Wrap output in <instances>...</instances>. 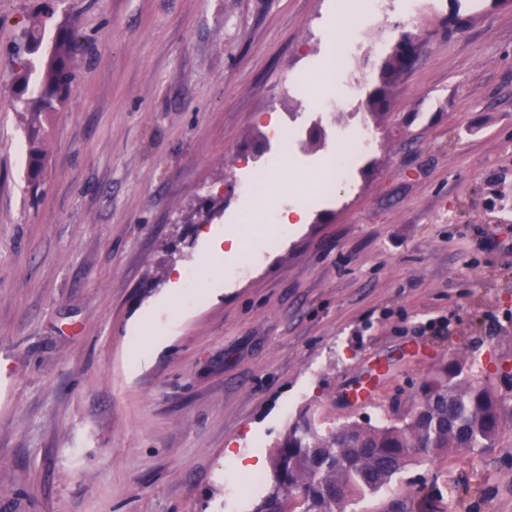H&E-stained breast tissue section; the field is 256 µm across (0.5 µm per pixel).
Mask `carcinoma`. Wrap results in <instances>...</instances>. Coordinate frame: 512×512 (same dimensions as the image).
Wrapping results in <instances>:
<instances>
[{
    "label": "carcinoma",
    "mask_w": 512,
    "mask_h": 512,
    "mask_svg": "<svg viewBox=\"0 0 512 512\" xmlns=\"http://www.w3.org/2000/svg\"><path fill=\"white\" fill-rule=\"evenodd\" d=\"M77 40V31L64 20L48 41L45 28L24 29L15 48V108L26 122L27 182L35 191L47 170L41 117L66 101ZM414 57L413 39L402 36L382 63L372 107L385 106L392 80ZM505 432L492 385L475 378L465 359L443 358L421 384L412 408L382 424L348 420L324 431L310 409L299 413L276 447L270 474L259 480L263 495L253 512H351L359 501L391 488L408 466L444 459L461 448H490Z\"/></svg>",
    "instance_id": "obj_1"
}]
</instances>
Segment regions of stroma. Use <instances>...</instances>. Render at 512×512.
Segmentation results:
<instances>
[{
    "label": "stroma",
    "mask_w": 512,
    "mask_h": 512,
    "mask_svg": "<svg viewBox=\"0 0 512 512\" xmlns=\"http://www.w3.org/2000/svg\"><path fill=\"white\" fill-rule=\"evenodd\" d=\"M41 3L0 0V512H251L262 488L234 460H270L307 407L326 430L402 414L455 356L492 378L507 433L356 510L512 512V0H59L76 78L44 118L36 200L8 81ZM345 6L340 80L363 83L320 112L307 86ZM405 34L415 60L371 110ZM363 128L376 146L314 192L308 223L191 301L204 231L273 232ZM144 318L164 342L135 363ZM363 385L374 402L353 404ZM311 188L310 184H301L295 188V200L288 207H282L276 211L278 224H285L286 226L307 224L309 213L304 204L303 197Z\"/></svg>",
    "instance_id": "1"
}]
</instances>
